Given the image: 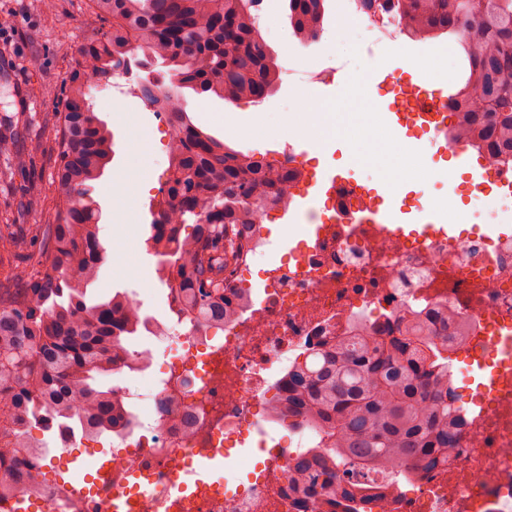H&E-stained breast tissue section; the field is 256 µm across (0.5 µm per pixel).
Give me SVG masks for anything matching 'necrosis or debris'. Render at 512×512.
Returning a JSON list of instances; mask_svg holds the SVG:
<instances>
[{
	"label": "necrosis or debris",
	"mask_w": 512,
	"mask_h": 512,
	"mask_svg": "<svg viewBox=\"0 0 512 512\" xmlns=\"http://www.w3.org/2000/svg\"><path fill=\"white\" fill-rule=\"evenodd\" d=\"M364 205L360 186L342 190L322 236L276 262L256 302L231 300L223 333L161 322L158 371L115 390L138 425L116 436L111 485L88 489L84 465L70 486L41 480L30 496L39 512H327L294 480L314 434L267 424L276 380L310 345L377 313L430 318L439 308L470 322L464 349L496 381L479 390L481 411L446 463L402 485L377 478L364 512H512V236L400 237L351 223ZM199 449L223 455L224 481L174 497L171 476L188 473Z\"/></svg>",
	"instance_id": "1"
}]
</instances>
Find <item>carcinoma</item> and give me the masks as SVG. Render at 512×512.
<instances>
[{
    "label": "carcinoma",
    "mask_w": 512,
    "mask_h": 512,
    "mask_svg": "<svg viewBox=\"0 0 512 512\" xmlns=\"http://www.w3.org/2000/svg\"><path fill=\"white\" fill-rule=\"evenodd\" d=\"M111 21L108 34L78 48L77 69L65 79L54 114L55 178L61 196L37 253L21 255L0 231V261L11 268L49 267L41 276H12L0 287V499L34 488L30 474L9 460L19 448L43 449L29 429L42 417L68 430L102 435L129 430L121 409L97 377L140 360L129 336L146 325L123 294L96 304L86 290L106 250L99 239L93 193L112 160L113 136L93 109V92L126 71L137 53L162 60L169 83L139 77L132 92L165 113L173 129L168 196L153 221V253L170 272L173 313L180 321L224 325L231 277L257 249L246 230L268 208H286L288 170L253 153L224 146L195 127L185 110L188 89L232 103H258L274 89L276 58L252 16L260 0H93ZM364 14L386 10L403 34L419 41L455 34L465 75L452 93L453 116L469 146L494 165L512 164V0H356ZM291 24L314 40L323 0H288ZM8 170L21 169L23 151L0 134ZM467 335L463 324L425 323L416 311L391 323L378 319L366 334L342 336L296 360L279 387L272 415L304 426L318 447L294 463L304 493L338 498L359 512L371 477L431 470L456 447L465 426L450 377L448 353Z\"/></svg>",
    "instance_id": "obj_1"
}]
</instances>
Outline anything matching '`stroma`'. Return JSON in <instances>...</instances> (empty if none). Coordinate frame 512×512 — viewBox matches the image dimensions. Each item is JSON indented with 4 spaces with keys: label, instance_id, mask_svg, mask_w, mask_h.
<instances>
[{
    "label": "stroma",
    "instance_id": "obj_1",
    "mask_svg": "<svg viewBox=\"0 0 512 512\" xmlns=\"http://www.w3.org/2000/svg\"><path fill=\"white\" fill-rule=\"evenodd\" d=\"M354 0H323L322 27L316 41L302 44L295 36L289 19L288 0H262L261 9L270 25L261 34L287 75L281 76L276 88L258 104L235 105L215 96L187 93L192 107L189 116L193 123L224 140L228 146L256 151L268 159L281 161L287 147H299L302 136L280 131L284 114L295 111L302 97H309L320 113H349L352 126H359L364 110L375 109V94H385L393 85L386 73H378L374 94H362L358 102L346 105L344 95L331 86L310 85L308 74L332 64H341L356 84H363L370 76L366 69L369 59L390 50L401 55L439 53L445 59L446 70L441 77L456 83L463 75L461 49L456 37L440 36L425 41L405 37L384 41L382 35L364 24L359 12L353 9ZM109 19L101 16L92 0H0V128L16 135L27 154V164L0 181V222L5 224L40 225L48 223L52 208L60 196L54 175L55 129L50 117L57 111L64 92V80L78 66V47L87 39L101 36L110 30ZM120 101L125 112L133 118L132 126L120 125L109 112L103 111L104 102ZM95 104L99 118L106 120L114 133V156L98 181L95 198L101 208L100 238L105 247H112L113 206L106 190L114 175L123 171L127 163L129 139L148 141L146 159L148 186L134 201L133 213L139 227L135 250L139 255L142 274L138 277H118L111 264H104L96 281L89 285L87 299L95 303L108 299L118 291L137 292L145 314L164 318L169 313L168 286L156 275L157 257L148 252L145 240L158 209L161 196L159 182L166 178L168 143L171 130L130 91L127 79H113L107 89L97 92ZM236 115L243 125H250L253 115L264 118L258 134L240 140L225 132L217 123L220 114ZM375 148L368 139L338 140L329 137L322 141L319 151L308 152L307 163L326 161L341 168L353 169L357 180L367 184L388 178L399 161L397 153H390L383 161L374 162ZM471 183L468 174L458 181L447 182L431 176L420 188L396 189L392 202L409 212L426 207L429 200L453 197L464 203L465 225H452V232L468 228L482 234L493 225L512 219V198L502 197L491 205H472L469 202ZM37 197L38 203L29 211L20 205L28 197ZM268 237L270 250L254 254L247 262L243 278L251 288L262 285V273L269 262L288 252L302 234L301 226H289L287 218L272 211L261 228Z\"/></svg>",
    "mask_w": 512,
    "mask_h": 512
}]
</instances>
